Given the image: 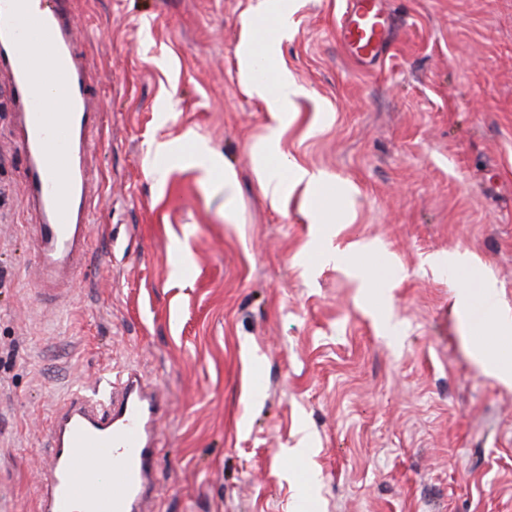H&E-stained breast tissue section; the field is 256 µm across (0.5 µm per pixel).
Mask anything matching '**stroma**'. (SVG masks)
Wrapping results in <instances>:
<instances>
[{"mask_svg":"<svg viewBox=\"0 0 512 512\" xmlns=\"http://www.w3.org/2000/svg\"><path fill=\"white\" fill-rule=\"evenodd\" d=\"M257 2L75 0L104 122L62 301L34 293L0 85V512H37L54 407L129 365L168 394L155 512H512V388L471 358L479 339L512 353L474 287L512 310V0H384L373 67L340 46L344 0H296L281 50L305 95L282 150L326 174L338 233L302 192L282 210L259 188L267 119L235 55ZM214 157L237 172L233 224Z\"/></svg>","mask_w":512,"mask_h":512,"instance_id":"35a3bbf8","label":"stroma"}]
</instances>
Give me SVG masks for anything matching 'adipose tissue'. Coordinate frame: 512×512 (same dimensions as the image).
<instances>
[{
  "label": "adipose tissue",
  "mask_w": 512,
  "mask_h": 512,
  "mask_svg": "<svg viewBox=\"0 0 512 512\" xmlns=\"http://www.w3.org/2000/svg\"><path fill=\"white\" fill-rule=\"evenodd\" d=\"M258 15L274 21L275 26L271 34L264 37L258 36L252 26L243 32L236 49L238 79L246 93L258 100L267 114L265 162L260 171V188L273 207L283 208L295 191L311 195L324 177L301 165L290 166L283 161L282 138L290 117L298 113L302 90L282 64L283 23L288 15L282 0H264L258 7ZM260 68L268 73V80L256 79L255 72Z\"/></svg>",
  "instance_id": "adipose-tissue-1"
}]
</instances>
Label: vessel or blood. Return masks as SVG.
<instances>
[{
  "mask_svg": "<svg viewBox=\"0 0 512 512\" xmlns=\"http://www.w3.org/2000/svg\"><path fill=\"white\" fill-rule=\"evenodd\" d=\"M72 0H0V78L11 89L25 158L24 201L41 299L73 292L91 251L90 137L103 117L73 44ZM338 30L355 61L376 64L392 27L383 0H346ZM162 387L134 368L103 392L73 390L53 412L38 512H150L159 482Z\"/></svg>",
  "mask_w": 512,
  "mask_h": 512,
  "instance_id": "vessel-or-blood-1",
  "label": "vessel or blood"
}]
</instances>
